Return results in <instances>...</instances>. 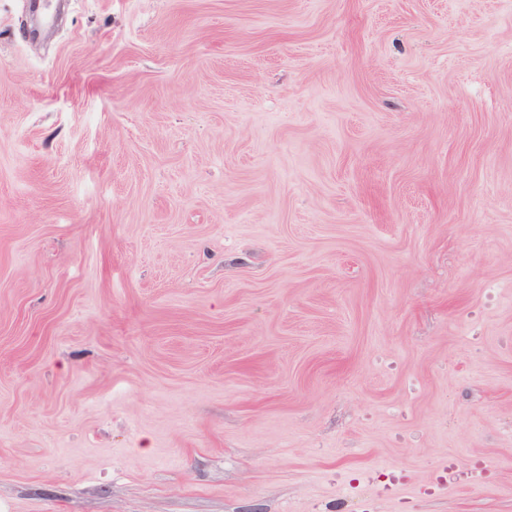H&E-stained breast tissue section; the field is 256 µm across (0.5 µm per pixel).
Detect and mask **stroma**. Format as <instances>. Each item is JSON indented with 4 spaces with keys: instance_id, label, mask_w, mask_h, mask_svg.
Listing matches in <instances>:
<instances>
[{
    "instance_id": "1",
    "label": "stroma",
    "mask_w": 512,
    "mask_h": 512,
    "mask_svg": "<svg viewBox=\"0 0 512 512\" xmlns=\"http://www.w3.org/2000/svg\"><path fill=\"white\" fill-rule=\"evenodd\" d=\"M0 512H512V0H0Z\"/></svg>"
}]
</instances>
